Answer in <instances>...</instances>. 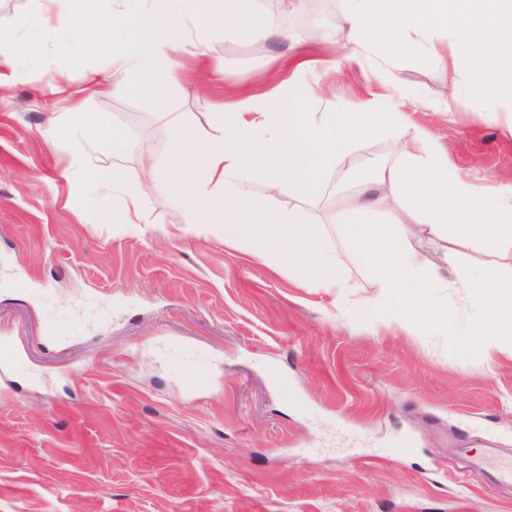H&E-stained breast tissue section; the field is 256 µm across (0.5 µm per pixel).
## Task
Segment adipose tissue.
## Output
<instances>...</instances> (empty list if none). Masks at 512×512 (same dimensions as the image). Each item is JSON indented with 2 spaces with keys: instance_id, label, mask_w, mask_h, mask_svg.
<instances>
[{
  "instance_id": "1",
  "label": "adipose tissue",
  "mask_w": 512,
  "mask_h": 512,
  "mask_svg": "<svg viewBox=\"0 0 512 512\" xmlns=\"http://www.w3.org/2000/svg\"><path fill=\"white\" fill-rule=\"evenodd\" d=\"M99 0H38L44 30L62 31L78 42L80 55L106 53L116 71L139 82L148 108H161L174 81L179 52H211L203 31L248 29L257 39L296 50L298 44L277 18L256 21L254 0H233L224 14L189 20L164 12L163 0L138 11L99 9ZM452 34L451 58L467 62L471 94L512 99V0H344L339 21L318 33L323 41L345 42L348 57L359 63L377 57L390 63L394 54L410 52L412 35L424 30ZM84 89H62L70 121L50 124L52 143H67L64 171L75 192L105 208L110 223L146 233V201L168 194L194 229L224 227V243L247 241L252 255L288 269L301 284L336 292L337 311L346 303L339 293L348 285L335 251L320 244L321 231L298 209L286 207L287 191H314L317 177L360 141L385 132L402 143L399 158L382 168L346 201L355 221L338 225L341 237L362 259L374 294L364 300L376 323L402 327L454 329L456 309L427 300L417 286L474 288L467 331L472 348L502 345L512 355V276L494 275L463 264L457 253L443 250L437 261L425 251L437 241L454 238L488 256L512 247V183L497 194L462 180L446 148L424 131L406 140V102L390 94L345 108L315 114L299 105L284 107L275 97L242 99L236 111L212 112L219 134L201 140L195 125L176 129V147L140 161L142 178L131 184L120 164L97 168L92 157L102 147L121 142L84 111V94L112 90L109 75L87 71ZM262 181L267 193L256 202L243 187L246 179ZM412 213V224L400 212Z\"/></svg>"
}]
</instances>
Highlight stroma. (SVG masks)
Listing matches in <instances>:
<instances>
[{
	"mask_svg": "<svg viewBox=\"0 0 512 512\" xmlns=\"http://www.w3.org/2000/svg\"><path fill=\"white\" fill-rule=\"evenodd\" d=\"M342 0H256L255 13L294 20L307 63L247 32L214 30L213 53L183 56L166 103L113 72L105 54L86 67L111 73L113 91L87 110L122 136L129 182L141 153L174 144L178 124L215 135L208 104L249 94L320 95L309 112L354 105L366 91L419 94L406 135L427 131L458 174L496 192L512 182V101L469 94L464 62L431 56L450 37L417 35L416 54L386 66L314 47L312 29ZM35 41L0 97V336L28 362L0 380V512H512V483L475 466L487 449L512 457V356L476 351L436 329L371 328L336 316L333 294L286 268L229 249L224 228L195 232L166 198L147 200L139 235L90 214L60 174L68 154L43 135L49 81L75 89L77 47L40 27L36 0H0V39ZM462 109L438 111L449 78ZM400 144L364 140L316 192L284 196L323 224L351 283L371 295L364 264L336 233L370 161ZM59 325L65 341H47Z\"/></svg>",
	"mask_w": 512,
	"mask_h": 512,
	"instance_id": "stroma-1",
	"label": "stroma"
}]
</instances>
